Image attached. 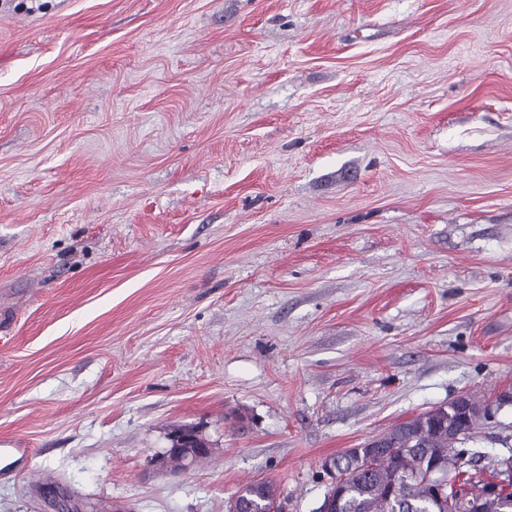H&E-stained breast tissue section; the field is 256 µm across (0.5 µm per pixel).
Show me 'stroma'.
<instances>
[{
  "label": "stroma",
  "instance_id": "stroma-1",
  "mask_svg": "<svg viewBox=\"0 0 512 512\" xmlns=\"http://www.w3.org/2000/svg\"><path fill=\"white\" fill-rule=\"evenodd\" d=\"M462 393L512 394V0H0V512H318ZM200 433L196 429L188 426H175L172 428L169 434V440L171 441L173 447L176 448H168L170 451L181 452L184 454H189V456L185 457L182 460V464L184 467H189L192 462V457L190 454L193 453L194 448L197 446L198 441L200 440ZM279 500V503H278ZM277 503L270 507V511L276 512L277 507L279 511L285 508L283 502L280 500V494L276 486L265 480H253L247 483L237 494V499L229 504V512H244L243 509L247 508L250 503L255 504L256 508H266L272 503ZM277 511V512H279Z\"/></svg>",
  "mask_w": 512,
  "mask_h": 512
}]
</instances>
